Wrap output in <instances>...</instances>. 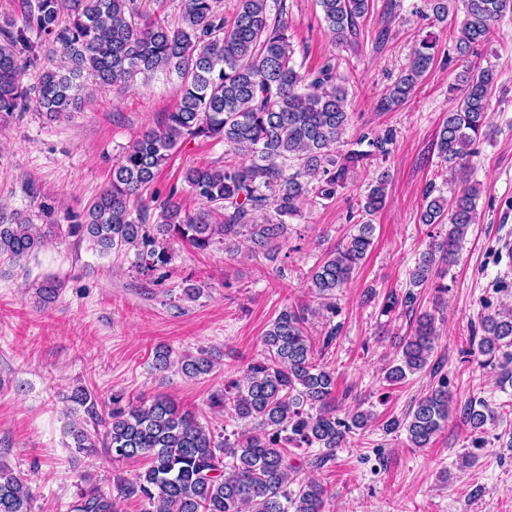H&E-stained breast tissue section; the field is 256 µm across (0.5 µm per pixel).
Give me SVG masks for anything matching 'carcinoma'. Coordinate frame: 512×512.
Returning <instances> with one entry per match:
<instances>
[{
    "mask_svg": "<svg viewBox=\"0 0 512 512\" xmlns=\"http://www.w3.org/2000/svg\"><path fill=\"white\" fill-rule=\"evenodd\" d=\"M236 12L224 16L219 0H181L177 24L158 17H142L134 0H24V27L0 26V116L35 108L54 120L81 103L86 81L129 89L137 77L156 72L181 79L180 98L155 128L143 132L112 166L109 185L83 211L81 221L66 233L86 240L102 255L134 254V267L152 273L173 259L172 243L186 242L197 251L244 236L255 251L273 260L287 233L284 218L299 212L312 181L318 195L336 197L351 173L372 156H387L395 132L387 129L362 135L345 153L336 145L349 123L347 92L327 57L314 68L294 58L285 7L271 13L269 0H237ZM326 29L336 43L353 41L359 23L369 13L371 0H316ZM454 0H426L427 10L439 22L448 19ZM465 19L447 59L461 62L450 91L459 93L438 134L442 169L465 174L473 145L491 135L487 121L495 85L491 68L472 64L488 42L495 22L512 13V0H464ZM48 40L64 65L44 68L37 83L23 81V64L37 60L27 33ZM438 40L422 39L409 65L377 103L390 112L406 102L422 76L436 63ZM217 140L250 164L230 160L222 166L186 170L183 181L202 207L190 211L171 192L155 209L152 220L141 191L150 185L180 142ZM298 167L288 172V161ZM389 172L381 170L369 183L360 202L365 219L354 225L345 242L327 253L312 270L310 289L331 302L361 268L374 244L370 217L386 203ZM481 184H468L451 196L424 194L420 223L447 225L445 232L429 234L431 242L410 274V289L390 296L382 314L396 307L417 309L414 289L433 284L448 293L443 280L455 263L469 227L476 221ZM272 208L278 217L266 216ZM58 224L36 225L15 217L0 218V260L15 264L35 254ZM61 282L41 281L36 294L48 305L59 296ZM305 309L284 308L262 337L263 352L250 361L241 378L224 381V389L210 398V409L224 419L244 423L240 431L214 433L198 416L181 410L165 395L148 404L114 391L104 405L88 389L78 387L68 397L72 421L67 428L76 455L104 451L116 462L144 457L147 468L133 479L117 477L115 493L81 488L71 512H119V501L137 497L149 512H326L328 492L316 481H299L294 450L319 448L306 459L320 468L347 443L349 434L363 431L375 414L357 410L341 419L336 414V374L322 358L336 345L339 327L331 326L319 343L306 328ZM477 343L481 366L490 367L501 389L512 388V309L503 308L481 319ZM438 333L435 316L421 313L385 369L384 379L401 382L429 364ZM219 363L216 353H176L156 348L152 369L165 378L176 368L189 378L211 374ZM454 410L448 379L422 396L402 419L383 423L387 433L406 432L413 448H427L443 430ZM459 416L471 432V449L459 456L470 468L482 434L496 411L483 398L459 406ZM33 493L20 472L0 463V512H32Z\"/></svg>",
    "mask_w": 512,
    "mask_h": 512,
    "instance_id": "cac0c4a2",
    "label": "carcinoma"
}]
</instances>
